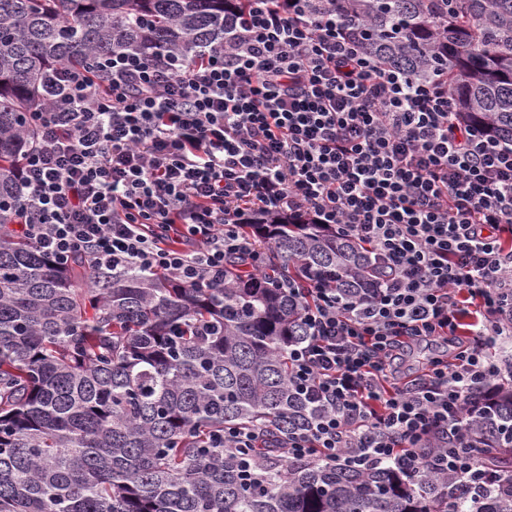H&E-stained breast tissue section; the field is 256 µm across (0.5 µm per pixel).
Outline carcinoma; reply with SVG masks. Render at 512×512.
<instances>
[{"instance_id":"obj_1","label":"carcinoma","mask_w":512,"mask_h":512,"mask_svg":"<svg viewBox=\"0 0 512 512\" xmlns=\"http://www.w3.org/2000/svg\"><path fill=\"white\" fill-rule=\"evenodd\" d=\"M367 47L409 76L448 73L462 119L512 141V0H334ZM228 0H0V512H512V383L471 431L491 478L393 465L287 460L277 442L315 409L294 393L289 348L312 274L373 284L357 244L263 214L248 227L264 275L236 264L222 288L137 269L89 279L11 233L16 168L32 144L48 68L114 49L188 58L224 40ZM260 432L258 467L210 448L218 429Z\"/></svg>"}]
</instances>
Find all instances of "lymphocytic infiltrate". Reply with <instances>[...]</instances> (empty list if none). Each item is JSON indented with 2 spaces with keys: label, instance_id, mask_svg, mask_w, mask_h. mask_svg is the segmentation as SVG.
<instances>
[{
  "label": "lymphocytic infiltrate",
  "instance_id": "obj_1",
  "mask_svg": "<svg viewBox=\"0 0 512 512\" xmlns=\"http://www.w3.org/2000/svg\"><path fill=\"white\" fill-rule=\"evenodd\" d=\"M44 92L12 231L59 264L83 256L94 277L217 288L229 261L259 269L255 216L333 229L379 279L357 299L309 279L290 384L318 415L281 441L285 458L480 472L446 441L502 370L484 345L512 337V144L464 123L444 76L385 64L331 0H249L188 59L56 65ZM432 338L453 358L400 382L394 361Z\"/></svg>",
  "mask_w": 512,
  "mask_h": 512
}]
</instances>
